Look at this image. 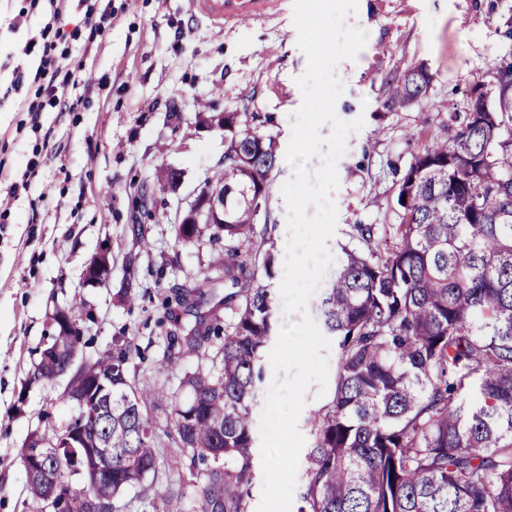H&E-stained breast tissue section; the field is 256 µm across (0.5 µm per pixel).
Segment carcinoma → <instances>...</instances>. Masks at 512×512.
Returning <instances> with one entry per match:
<instances>
[{
	"label": "carcinoma",
	"mask_w": 512,
	"mask_h": 512,
	"mask_svg": "<svg viewBox=\"0 0 512 512\" xmlns=\"http://www.w3.org/2000/svg\"><path fill=\"white\" fill-rule=\"evenodd\" d=\"M432 74L422 65L389 86L388 105L424 96ZM495 84H474L466 112L453 113L444 135L420 148L400 179L403 223L382 254L374 227L357 225L367 251L344 258L321 299L324 325L337 344L331 401L310 415L313 444L305 454L298 512H512V58L495 65ZM224 130V168L203 191L224 196V223L179 224L177 241L208 245L213 269L236 291L233 319L198 320L186 351L200 340L219 347L187 377L191 399L142 382L130 369L137 348L125 341L78 365L64 396L112 375V408L92 405L67 422L83 421L86 449L112 464V482L89 486L74 454L49 456L45 466L67 512L87 498L118 501L128 490L141 501L179 512L156 476L160 442L150 410L170 405L171 436L191 465L208 461L195 497L199 512H247L244 488L253 477L251 401L274 338L270 288L277 259L255 239L256 212L266 205L269 173L280 163L274 139L255 113L199 115ZM60 311L56 332L40 353L31 380L49 382L78 350L75 306ZM482 401L461 396L465 385ZM59 430L33 435L26 461L49 447Z\"/></svg>",
	"instance_id": "1"
}]
</instances>
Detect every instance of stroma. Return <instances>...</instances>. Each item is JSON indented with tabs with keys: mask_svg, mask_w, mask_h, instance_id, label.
<instances>
[{
	"mask_svg": "<svg viewBox=\"0 0 512 512\" xmlns=\"http://www.w3.org/2000/svg\"><path fill=\"white\" fill-rule=\"evenodd\" d=\"M512 21V0H358L347 22L368 29L371 45L336 73L344 86L335 111L345 121L364 117L337 164L338 211L328 248L359 247L356 225L399 224L398 184L414 154L442 131L452 112L468 107V91L491 81L496 61L512 43L500 33ZM293 0L248 24H215L189 0H0V512H38L19 450L34 431L66 423L74 404L68 382L31 379L52 330L56 309L80 303L83 345L93 359L115 338L140 351L138 375L176 390L195 357L181 340L197 317L224 305L223 272L210 251L176 240V224L224 156L222 131L198 125L201 112H256L262 131L287 150L292 115L302 104L296 80L307 67L297 45ZM58 61L53 76L38 73L45 46ZM426 65V95L410 105H386L388 84ZM55 83L69 109L48 106L41 89ZM181 174L176 191H162L163 168ZM293 176L287 161L271 173L257 237L284 254L287 208L281 188ZM150 196L149 247L127 231L139 193ZM112 268L95 284L86 270L100 252ZM137 264L127 268L128 253ZM200 285L207 301L178 308V344L158 323L172 287ZM179 357L156 374L168 349ZM159 451L161 478L197 512L188 460Z\"/></svg>",
	"mask_w": 512,
	"mask_h": 512,
	"instance_id": "obj_1",
	"label": "stroma"
}]
</instances>
